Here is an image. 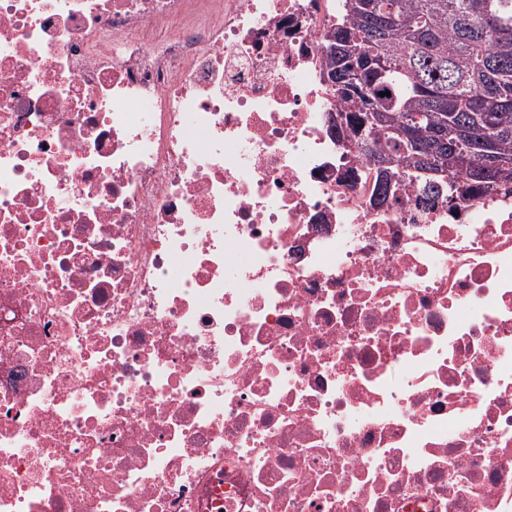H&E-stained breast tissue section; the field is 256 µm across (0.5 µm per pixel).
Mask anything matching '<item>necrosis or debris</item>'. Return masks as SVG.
I'll use <instances>...</instances> for the list:
<instances>
[{
    "label": "necrosis or debris",
    "instance_id": "4bbe7bcc",
    "mask_svg": "<svg viewBox=\"0 0 512 512\" xmlns=\"http://www.w3.org/2000/svg\"><path fill=\"white\" fill-rule=\"evenodd\" d=\"M342 0H0V512H512V186L336 136Z\"/></svg>",
    "mask_w": 512,
    "mask_h": 512
}]
</instances>
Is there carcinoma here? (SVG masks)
<instances>
[{
    "label": "carcinoma",
    "mask_w": 512,
    "mask_h": 512,
    "mask_svg": "<svg viewBox=\"0 0 512 512\" xmlns=\"http://www.w3.org/2000/svg\"><path fill=\"white\" fill-rule=\"evenodd\" d=\"M324 74L362 155L424 195L462 183L478 197L512 172V0H344ZM369 112L383 121L365 125Z\"/></svg>",
    "instance_id": "carcinoma-1"
}]
</instances>
